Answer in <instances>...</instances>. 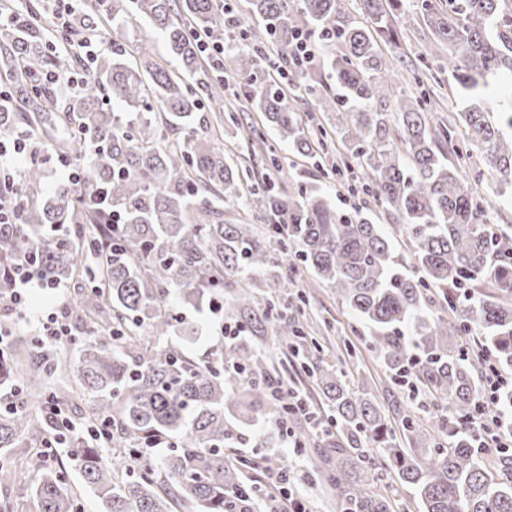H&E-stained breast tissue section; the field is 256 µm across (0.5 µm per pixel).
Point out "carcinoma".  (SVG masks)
Returning <instances> with one entry per match:
<instances>
[{
  "instance_id": "1",
  "label": "carcinoma",
  "mask_w": 512,
  "mask_h": 512,
  "mask_svg": "<svg viewBox=\"0 0 512 512\" xmlns=\"http://www.w3.org/2000/svg\"><path fill=\"white\" fill-rule=\"evenodd\" d=\"M248 2L253 22L240 29L239 75L258 77L269 42L292 61L299 31L339 44L327 62L336 89L317 108L336 113L337 126H320L310 139L272 85L249 89L248 104L301 156L327 152L339 137L336 170L381 206L389 230L360 211L338 213L317 187L288 198L269 187L244 197L246 172L227 164L222 143L195 130L205 101L219 96L193 35L213 28L214 0H95L68 30H49L33 9L18 16L0 34V63L27 109L0 105V133L65 128L62 156L82 166L87 184L60 182L47 193L45 167L27 165L23 213L0 228V268L26 258L55 281L76 278L87 295L68 304L70 319L83 320L92 306L108 319L75 360L47 344L25 362L11 352L0 357V383L12 386L5 402L15 403L0 411V478L23 440L52 436L56 420L46 404L65 405L68 395L48 392V380L72 376L87 403L85 426L105 421L109 438L71 435L55 467L42 452L29 453L25 468L40 473L26 492L30 512H80L67 480L72 471L97 493L101 512H280L279 498L241 479L249 461L224 454V445L245 442L252 428L285 413L271 395L280 380L265 355L273 334L297 351L328 408L325 430H293L301 448L335 455L334 468L313 475L335 490L341 512H391L377 489L384 465L412 490L421 512H512V480L490 479L474 447L469 418L479 387L457 343L477 330L495 364L512 368V232L490 228L498 199L512 192V138L500 131L512 127V113L495 112L482 93L487 79L512 73L507 0H358L354 14L345 0H300L295 9L290 0ZM131 10L163 33L177 68L161 66L148 45L134 63L119 44L87 64L57 51L55 43L69 46L104 20L122 26ZM416 17L424 24L422 52L394 57L412 92L389 112L379 42L406 40ZM313 61L311 54L295 63L298 99L317 92ZM78 64L86 89L75 96L39 82ZM445 73L463 105L432 123V86ZM474 153L494 182L488 193L473 189L449 160ZM235 204L277 223H224V208ZM89 224L99 225L93 237ZM290 262L365 323L393 386L423 388L430 404L418 408L433 416L439 435L452 437L448 446L401 447L369 382L351 388L298 319L274 317L261 289L288 294L294 283L281 268ZM177 302L218 306L219 320L249 336L228 345L217 336L202 366L169 343L182 331Z\"/></svg>"
}]
</instances>
